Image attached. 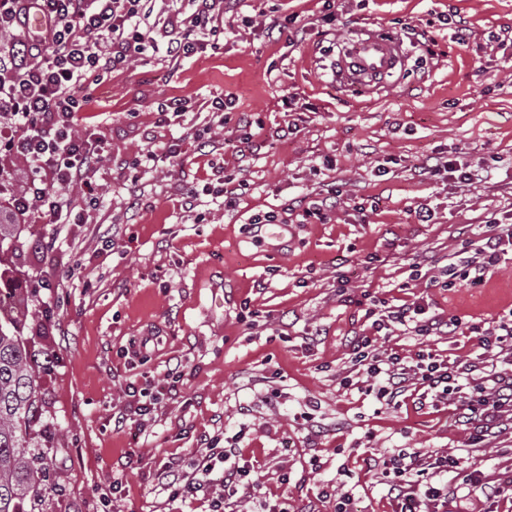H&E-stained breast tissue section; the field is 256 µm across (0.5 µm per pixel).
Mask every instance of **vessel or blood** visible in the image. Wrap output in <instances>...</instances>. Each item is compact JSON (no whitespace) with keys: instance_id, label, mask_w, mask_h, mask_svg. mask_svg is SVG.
<instances>
[{"instance_id":"obj_1","label":"vessel or blood","mask_w":512,"mask_h":512,"mask_svg":"<svg viewBox=\"0 0 512 512\" xmlns=\"http://www.w3.org/2000/svg\"><path fill=\"white\" fill-rule=\"evenodd\" d=\"M403 64L404 52L398 38L362 30L345 41L335 68L336 79L356 90H370Z\"/></svg>"}]
</instances>
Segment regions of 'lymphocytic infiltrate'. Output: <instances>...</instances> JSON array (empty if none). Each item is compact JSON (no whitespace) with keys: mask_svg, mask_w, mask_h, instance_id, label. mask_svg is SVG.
Here are the masks:
<instances>
[{"mask_svg":"<svg viewBox=\"0 0 512 512\" xmlns=\"http://www.w3.org/2000/svg\"><path fill=\"white\" fill-rule=\"evenodd\" d=\"M145 0H0V34L24 29L28 13L48 21L37 37L0 54V153L28 166L24 190L11 194L8 203L20 216H35L50 224L70 223L73 210L69 192L75 184L94 200L89 173L104 148L96 133H79L76 114L92 97V84L105 74L127 66L133 59L166 48L193 56L215 45L221 32L213 19L229 11L230 0H189L193 12L174 10L161 30L142 26ZM372 334L352 341L353 360L361 371L366 393L393 402L407 382L419 384L424 395L449 399L457 418L494 422L512 412V373L480 374L488 355L512 339V325L484 331L475 357L449 362L420 350L414 357L396 349L378 350L377 335L411 333L434 336L457 334V318L441 321L420 302L367 308ZM224 466V491L211 501V512H226L237 494H252L250 469L242 465L238 449L215 448L203 460L189 461L185 471L163 484L170 497L192 494L200 476L216 464ZM462 472V486L512 502V476L489 481L483 472L462 471L458 457L440 455L423 465L417 451H399L384 467L394 512H446L448 483L444 476Z\"/></svg>","mask_w":512,"mask_h":512,"instance_id":"f902f5d3","label":"lymphocytic infiltrate"}]
</instances>
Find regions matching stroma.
Returning a JSON list of instances; mask_svg holds the SVG:
<instances>
[{
  "mask_svg": "<svg viewBox=\"0 0 512 512\" xmlns=\"http://www.w3.org/2000/svg\"><path fill=\"white\" fill-rule=\"evenodd\" d=\"M223 28L218 48L114 71L84 105L78 127L107 151L91 173L98 205L70 191L83 223L5 215L16 232L0 256L38 312L23 336L52 355L38 383L53 512H209L219 481L174 500L159 473L216 436H240L259 484L235 512L282 495L296 512H336L346 495L351 512H392L371 463L396 448L512 474V427L458 421L414 385L390 406L339 389L352 339L372 332L364 301L421 300L483 330L512 310V253L477 286L453 261L512 222V0H236ZM365 28L399 38L407 64L376 91L339 88L338 52ZM226 95L249 122L238 148L211 105ZM172 97L182 115L161 114ZM172 145L174 162L129 172L130 156ZM434 156L488 176L430 173ZM225 175L245 184L233 207L204 190ZM321 202L326 220L306 216ZM268 212L288 225L283 241L253 239ZM476 342L378 344L463 360ZM130 385L158 402L119 426Z\"/></svg>",
  "mask_w": 512,
  "mask_h": 512,
  "instance_id": "35a3bbf8",
  "label": "stroma"
}]
</instances>
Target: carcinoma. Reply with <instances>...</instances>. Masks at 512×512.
Wrapping results in <instances>:
<instances>
[{
    "label": "carcinoma",
    "mask_w": 512,
    "mask_h": 512,
    "mask_svg": "<svg viewBox=\"0 0 512 512\" xmlns=\"http://www.w3.org/2000/svg\"><path fill=\"white\" fill-rule=\"evenodd\" d=\"M32 314L16 288H0V512H50L39 438L49 423L38 391V354L21 336Z\"/></svg>",
    "instance_id": "obj_1"
}]
</instances>
